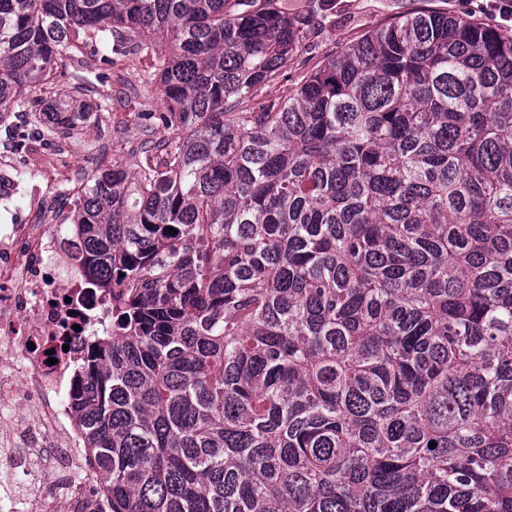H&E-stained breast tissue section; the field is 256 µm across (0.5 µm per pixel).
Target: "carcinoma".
<instances>
[{
	"mask_svg": "<svg viewBox=\"0 0 512 512\" xmlns=\"http://www.w3.org/2000/svg\"><path fill=\"white\" fill-rule=\"evenodd\" d=\"M309 23L288 0H0L20 158L136 99L112 125L139 132L130 164L55 194L112 289L71 393L95 512H512V36L423 10L243 107ZM63 56L98 111L42 107Z\"/></svg>",
	"mask_w": 512,
	"mask_h": 512,
	"instance_id": "1",
	"label": "carcinoma"
}]
</instances>
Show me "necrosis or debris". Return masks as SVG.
Here are the masks:
<instances>
[{
  "instance_id": "obj_1",
  "label": "necrosis or debris",
  "mask_w": 512,
  "mask_h": 512,
  "mask_svg": "<svg viewBox=\"0 0 512 512\" xmlns=\"http://www.w3.org/2000/svg\"><path fill=\"white\" fill-rule=\"evenodd\" d=\"M53 202L32 210L23 224L0 227V351L16 357L12 377H0V405L24 393L36 407V424L0 421V464L17 467L13 446L43 448L42 434L59 429L80 450L82 436L70 393L85 349L112 325V293L95 288L83 266L77 225H60Z\"/></svg>"
}]
</instances>
